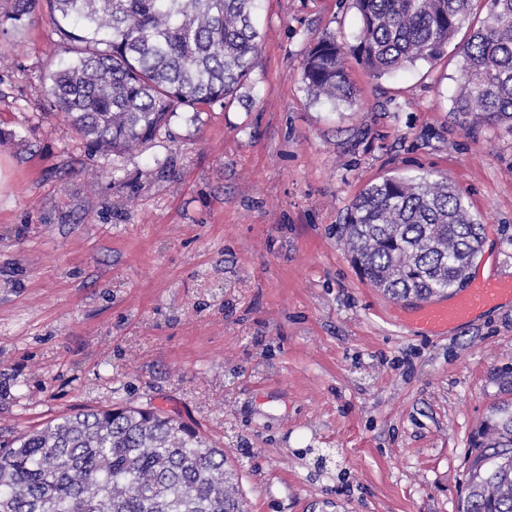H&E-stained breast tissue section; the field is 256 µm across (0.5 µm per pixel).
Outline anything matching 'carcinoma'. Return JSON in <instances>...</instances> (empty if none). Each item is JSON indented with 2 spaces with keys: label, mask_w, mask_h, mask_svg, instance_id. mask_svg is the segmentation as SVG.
Returning <instances> with one entry per match:
<instances>
[{
  "label": "carcinoma",
  "mask_w": 512,
  "mask_h": 512,
  "mask_svg": "<svg viewBox=\"0 0 512 512\" xmlns=\"http://www.w3.org/2000/svg\"><path fill=\"white\" fill-rule=\"evenodd\" d=\"M46 2L71 56L48 95L94 153L154 137L181 106L226 100L260 52L257 0H10L22 27ZM474 0H354V45L317 42L302 67L317 99L350 102L353 57L374 77L446 55ZM459 46L452 111L512 122V0H487ZM353 262L396 300L446 295L466 278L481 227L448 181L393 177L368 186L343 227ZM461 512H512V407L495 409L470 444ZM0 512H244L224 450L160 410L119 405L0 436Z\"/></svg>",
  "instance_id": "obj_1"
}]
</instances>
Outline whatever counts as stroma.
Wrapping results in <instances>:
<instances>
[{
    "mask_svg": "<svg viewBox=\"0 0 512 512\" xmlns=\"http://www.w3.org/2000/svg\"><path fill=\"white\" fill-rule=\"evenodd\" d=\"M231 102L92 154L47 93V7L0 26V428L116 404L191 426L248 512H457L470 442L512 402V300L422 334L361 279L348 208L391 176L448 180L482 226L468 278L512 277V127L454 113L461 57L313 99L317 41L352 0H261Z\"/></svg>",
    "mask_w": 512,
    "mask_h": 512,
    "instance_id": "35a3bbf8",
    "label": "stroma"
}]
</instances>
